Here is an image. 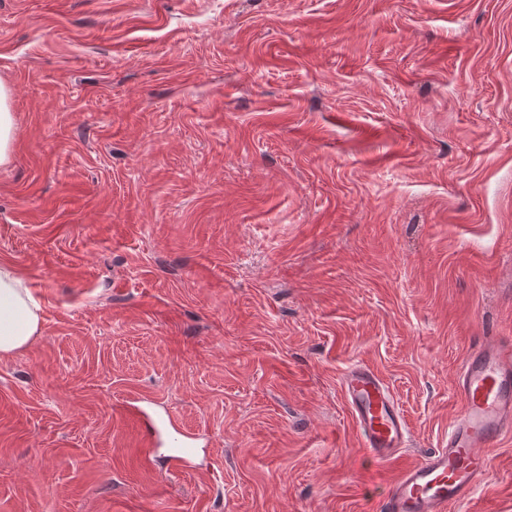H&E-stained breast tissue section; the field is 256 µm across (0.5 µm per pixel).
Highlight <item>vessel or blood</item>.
<instances>
[{
  "label": "vessel or blood",
  "instance_id": "b4317fda",
  "mask_svg": "<svg viewBox=\"0 0 512 512\" xmlns=\"http://www.w3.org/2000/svg\"><path fill=\"white\" fill-rule=\"evenodd\" d=\"M460 416L448 432V445L404 467L381 502V512H448L470 500L484 470L483 448L512 431V351L485 344L466 358L457 378ZM341 391L362 445L379 463L408 447L410 431L381 376L366 366L347 372ZM165 442L177 467L195 466L193 438L167 419Z\"/></svg>",
  "mask_w": 512,
  "mask_h": 512
}]
</instances>
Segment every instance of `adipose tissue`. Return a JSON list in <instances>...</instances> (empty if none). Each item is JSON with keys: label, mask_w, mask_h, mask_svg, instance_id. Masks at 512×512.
Listing matches in <instances>:
<instances>
[{"label": "adipose tissue", "mask_w": 512, "mask_h": 512, "mask_svg": "<svg viewBox=\"0 0 512 512\" xmlns=\"http://www.w3.org/2000/svg\"><path fill=\"white\" fill-rule=\"evenodd\" d=\"M41 323V306L26 281L10 264L0 263V356L27 346Z\"/></svg>", "instance_id": "adipose-tissue-1"}]
</instances>
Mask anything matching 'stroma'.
I'll list each match as a JSON object with an SVG mask.
<instances>
[{"label": "stroma", "mask_w": 512, "mask_h": 512, "mask_svg": "<svg viewBox=\"0 0 512 512\" xmlns=\"http://www.w3.org/2000/svg\"><path fill=\"white\" fill-rule=\"evenodd\" d=\"M0 512H380L512 345V0H0ZM377 371L411 440L363 448ZM198 433L145 459L121 404ZM471 502L512 512V433ZM9 97V89L0 83V165L10 160L14 144V118ZM40 303L26 281L8 263H0V356L28 345L39 334ZM362 445L378 463H386L407 448L410 431L381 376L366 366L345 375L341 387ZM163 433L165 436V443L175 448V454L172 460L176 463L177 467L182 469L194 468L196 463V446L194 439L181 431L177 422L170 415H167V421L164 425Z\"/></svg>", "instance_id": "stroma-1"}]
</instances>
